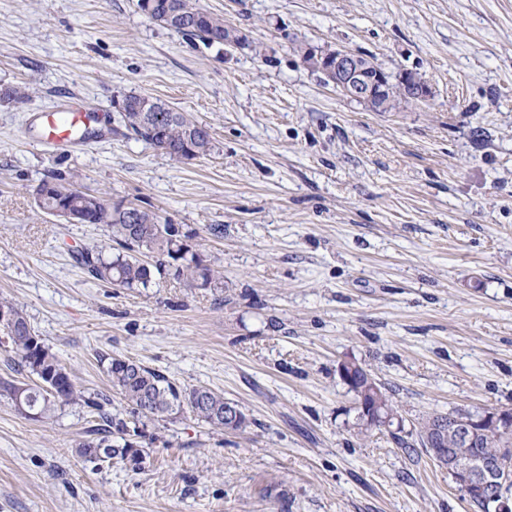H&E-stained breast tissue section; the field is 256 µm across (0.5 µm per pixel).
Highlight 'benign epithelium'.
<instances>
[{
    "label": "benign epithelium",
    "instance_id": "obj_1",
    "mask_svg": "<svg viewBox=\"0 0 512 512\" xmlns=\"http://www.w3.org/2000/svg\"><path fill=\"white\" fill-rule=\"evenodd\" d=\"M310 51L323 58L322 64L313 69L323 73L343 94L368 104L376 112L384 111V99L395 90L411 100H424L430 95L428 84L415 72L406 71L394 80L381 68L371 72L362 67L359 56L352 52L342 49L322 52L313 47ZM363 409L370 411L381 427L402 423L398 415L389 412L377 400ZM511 427L512 415L497 410L454 419L450 432L457 447L448 449L439 462L448 468V474L461 492L469 496L482 495L493 487L504 489L512 482L511 455L501 450L474 457L469 451L482 435Z\"/></svg>",
    "mask_w": 512,
    "mask_h": 512
}]
</instances>
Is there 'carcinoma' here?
I'll list each match as a JSON object with an SVG mask.
<instances>
[{"label": "carcinoma", "mask_w": 512, "mask_h": 512, "mask_svg": "<svg viewBox=\"0 0 512 512\" xmlns=\"http://www.w3.org/2000/svg\"><path fill=\"white\" fill-rule=\"evenodd\" d=\"M156 8L153 20L167 27L175 26V33L186 37H199L206 42L217 34L227 40L238 30L224 25V18L205 13L193 0H154ZM147 95L129 94L124 97L121 111L124 127L139 139L156 148L164 144L163 154L175 162L182 161L185 145L194 147L196 157H205L214 149L213 138L207 127L198 125L181 112H173L159 100H152L150 109L143 108ZM42 184L55 188V196L46 199L39 208L54 214L57 201L67 200L71 205L83 202V191L66 173L52 169ZM87 223L103 224L111 233L112 244L100 249H85L75 255L96 281L114 288H148L156 276L166 275L177 282H186L193 288H221L223 282L205 263L197 245L190 243L193 236L184 233L174 224L162 222L161 217L147 209L132 207L126 213L105 199L87 213ZM12 312L15 321L3 323L13 352L19 357V367L28 371L30 381H3L0 390L10 399L20 398L39 418L48 417L60 405L83 402L96 411L95 424L87 431L88 439L78 448L81 456H87L90 448L103 449L100 460L122 461L134 443L128 440L137 433V422L142 417H164L187 410L197 419L225 431H241L249 420L243 411L238 416H224V396L204 387H181L161 372L139 362L119 356L103 354L100 363L106 365V373L113 388L125 402L129 418L113 415L105 409L110 399L99 400L84 397L76 390L73 380L56 355L36 335L23 310L15 304L0 301V309ZM452 416L429 417L420 423L419 443L427 447V437L441 438L437 429L448 430ZM118 436L123 445L116 448L111 437ZM512 448V430L482 437L472 448L478 456L490 449Z\"/></svg>", "instance_id": "1"}]
</instances>
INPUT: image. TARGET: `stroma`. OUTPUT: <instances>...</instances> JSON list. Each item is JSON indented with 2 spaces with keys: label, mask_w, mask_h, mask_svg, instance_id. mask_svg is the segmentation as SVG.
Here are the masks:
<instances>
[{
  "label": "stroma",
  "mask_w": 512,
  "mask_h": 512,
  "mask_svg": "<svg viewBox=\"0 0 512 512\" xmlns=\"http://www.w3.org/2000/svg\"><path fill=\"white\" fill-rule=\"evenodd\" d=\"M196 5L249 47L183 38L137 0H0V301L112 412L105 353L223 394L250 424L145 418L137 462L106 463L77 453L86 405L34 421L0 392V512H477L417 432L512 408V0ZM304 45L416 72L431 95L372 111ZM132 93L209 128L213 152L177 163L125 137L114 103ZM69 101L107 130L43 143L41 113ZM53 168L194 235L223 287L89 278L73 253L109 232L37 207ZM345 361L387 390L399 430L364 427Z\"/></svg>",
  "instance_id": "stroma-1"
}]
</instances>
